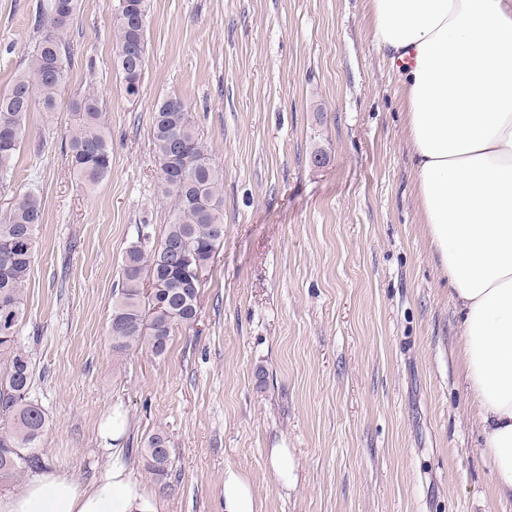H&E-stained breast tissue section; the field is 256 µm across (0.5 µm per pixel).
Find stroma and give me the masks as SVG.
Here are the masks:
<instances>
[{
    "label": "stroma",
    "instance_id": "obj_1",
    "mask_svg": "<svg viewBox=\"0 0 512 512\" xmlns=\"http://www.w3.org/2000/svg\"><path fill=\"white\" fill-rule=\"evenodd\" d=\"M38 0H0V93L31 56ZM113 0H81L55 112L29 113L11 189L44 209L20 340L35 365L50 469L88 481L108 412L162 512H224V474L260 512H512L494 494L463 383L456 311L415 205L402 93L372 43L370 0H151L137 98L112 52ZM93 91L112 171L74 175L71 100ZM189 105L224 171V244L198 323L160 356L109 335L121 260L168 209L156 103ZM166 432L167 489L140 450ZM285 448L297 481L279 484ZM269 461L278 481L288 488V485L295 480V464L288 454V449H270Z\"/></svg>",
    "mask_w": 512,
    "mask_h": 512
}]
</instances>
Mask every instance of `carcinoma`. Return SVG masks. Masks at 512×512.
<instances>
[{"instance_id": "1", "label": "carcinoma", "mask_w": 512, "mask_h": 512, "mask_svg": "<svg viewBox=\"0 0 512 512\" xmlns=\"http://www.w3.org/2000/svg\"><path fill=\"white\" fill-rule=\"evenodd\" d=\"M80 0H40L35 53L0 94V190L10 188L14 159L26 134L29 112L56 111L67 77V33ZM150 0H114L112 50L126 97L140 94L148 44ZM73 123L67 138L76 177L93 186L112 170L111 136L103 118V101L83 92L72 100ZM153 152L159 165L158 195L169 208V224L160 241L138 230L137 241L121 261L110 335L112 349L127 354L143 348L155 355L167 349L174 332L197 323L194 302L205 285L211 263L224 242V172L195 127L186 101L169 96L153 117ZM204 186L211 207L192 205L194 187ZM44 223L40 197L27 191L14 197L0 218V484L19 488L45 466L39 449L47 427L46 413L34 395L35 373L29 351L19 342L27 311V284ZM189 254L199 275H185L175 257ZM159 285L151 296L146 289ZM144 469L160 488L173 467L168 440L157 430L141 448Z\"/></svg>"}]
</instances>
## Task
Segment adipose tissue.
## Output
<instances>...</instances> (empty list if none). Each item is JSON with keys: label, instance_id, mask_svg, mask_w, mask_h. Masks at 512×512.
Returning a JSON list of instances; mask_svg holds the SVG:
<instances>
[{"label": "adipose tissue", "instance_id": "obj_1", "mask_svg": "<svg viewBox=\"0 0 512 512\" xmlns=\"http://www.w3.org/2000/svg\"><path fill=\"white\" fill-rule=\"evenodd\" d=\"M372 39L396 68L417 206L448 280L460 357L495 495L512 501V0H371ZM113 411L89 482L47 470L0 512H160Z\"/></svg>", "mask_w": 512, "mask_h": 512}]
</instances>
